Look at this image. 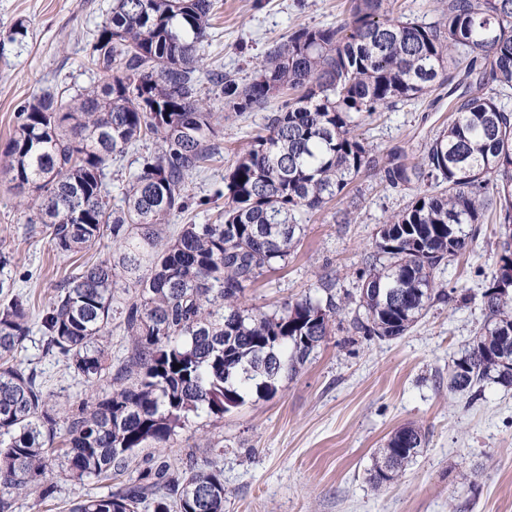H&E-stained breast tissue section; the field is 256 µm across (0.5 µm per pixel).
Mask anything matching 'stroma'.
I'll return each mask as SVG.
<instances>
[{"mask_svg":"<svg viewBox=\"0 0 512 512\" xmlns=\"http://www.w3.org/2000/svg\"><path fill=\"white\" fill-rule=\"evenodd\" d=\"M350 0H219L201 89L214 96L215 74L249 82L258 60L298 26L347 18ZM112 0H0V144L13 131L19 104L41 91L70 95L96 84L87 63L94 34ZM29 25L23 43L5 41L17 22ZM464 71L450 70L419 100L374 113L360 134L374 153L401 150L419 160L426 144L452 118L448 91L465 92ZM286 95L263 109L224 113L221 157L189 179L193 196L223 185L239 153L262 131ZM413 188L393 189L375 171L359 174L341 198L306 223L284 267L260 276L245 304L270 311L314 290L331 275L336 293L356 292L357 272L379 226L402 209ZM9 174H0V251L31 279L18 282L40 312L72 258L53 252L42 225L27 223L16 206ZM496 224L487 223L466 253L442 267L438 281L468 289V303H437L404 336L355 335L349 316L277 395L253 398L216 420L192 418L172 447L141 449L135 460L164 456L177 466L216 460L224 472V512H512V388L487 385L468 404L448 391V366L482 323L479 297L494 269ZM39 371L60 402L79 400L83 383L58 358L44 355L32 332L16 354ZM422 427L427 445L397 482L375 490L369 472L377 451L399 427ZM103 484L58 478L46 502L20 498L16 512H62L70 502L104 492Z\"/></svg>","mask_w":512,"mask_h":512,"instance_id":"1","label":"stroma"}]
</instances>
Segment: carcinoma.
Listing matches in <instances>:
<instances>
[{"instance_id": "obj_1", "label": "carcinoma", "mask_w": 512, "mask_h": 512, "mask_svg": "<svg viewBox=\"0 0 512 512\" xmlns=\"http://www.w3.org/2000/svg\"><path fill=\"white\" fill-rule=\"evenodd\" d=\"M217 0H112L89 64L99 84L74 96L40 92L16 113L0 159L26 223L42 224L53 251L75 256L104 237L112 255L87 260L58 281L39 313L43 350L85 384L76 404L54 402L41 376L13 363L31 332V304L13 293L16 274L0 252V512L21 495L54 494V471L106 483L68 512H224V472L214 460L176 468L166 460L131 474L141 448H166L190 418H224L248 397L275 396L355 305L361 336L405 335L456 288L436 282L466 252L488 212L502 229L481 294L483 321L452 360L448 391L482 395L512 387V0H439L432 23L392 16V0H352L349 17L300 26L271 47L251 82L224 76V109L246 112L292 91L224 176L214 219L163 225L194 201L188 179L220 154L219 117L199 73L211 45ZM478 72L452 106L454 120L421 160L378 156L359 138L366 118L421 97L450 64ZM155 150L129 174L124 207L112 209L106 170L145 142ZM364 170L392 188L415 185L382 224L355 296L329 284L271 312L243 304L245 288L288 260L302 216L341 196ZM120 320L126 356L109 355ZM420 427L379 449L375 488L398 479L426 447ZM118 486L112 487V480Z\"/></svg>"}]
</instances>
